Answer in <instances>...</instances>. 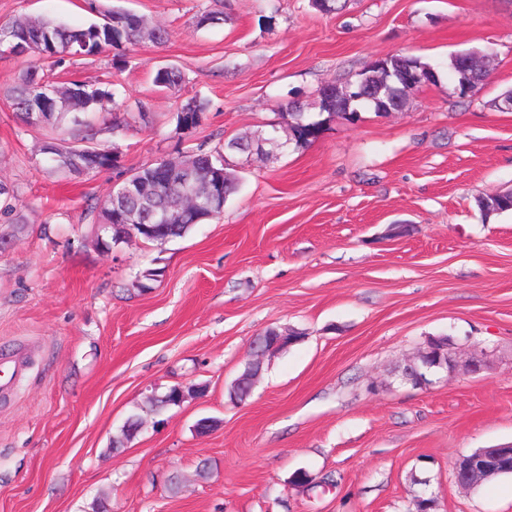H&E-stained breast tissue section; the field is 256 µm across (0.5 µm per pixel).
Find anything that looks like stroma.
Wrapping results in <instances>:
<instances>
[{
	"label": "stroma",
	"mask_w": 512,
	"mask_h": 512,
	"mask_svg": "<svg viewBox=\"0 0 512 512\" xmlns=\"http://www.w3.org/2000/svg\"><path fill=\"white\" fill-rule=\"evenodd\" d=\"M90 1L0 0V23L82 26L97 19ZM94 1L170 32L55 71L123 91L95 117L115 167L64 178L8 98L36 56H0V182L23 217L0 224V354L25 362L0 391V512H416L421 498L431 512H512L511 475L468 490L453 474L512 442V212L478 206L512 190V0H347L328 15L309 0H223L217 25L199 24L204 0ZM473 49L491 55L487 78L462 97L448 63ZM392 54L440 81L408 90L401 111L333 119L302 148L226 152L239 190L185 237L96 245L115 182L286 128L290 102L317 111L322 86ZM167 65L181 87L154 85ZM195 95L205 118L177 131ZM269 329L303 338L266 351L250 397L231 399ZM437 336L453 370L401 383ZM474 355L483 371H468ZM176 385L183 402L155 411L150 397ZM203 418L215 428L199 432Z\"/></svg>",
	"instance_id": "1"
}]
</instances>
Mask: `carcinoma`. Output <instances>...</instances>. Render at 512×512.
Returning a JSON list of instances; mask_svg holds the SVG:
<instances>
[{
	"label": "carcinoma",
	"mask_w": 512,
	"mask_h": 512,
	"mask_svg": "<svg viewBox=\"0 0 512 512\" xmlns=\"http://www.w3.org/2000/svg\"><path fill=\"white\" fill-rule=\"evenodd\" d=\"M221 0H212V5L205 7L199 17L201 25L218 24L223 21V11L219 9ZM121 22L116 26H104L93 22L87 26L72 27L48 17H22L8 24L0 25V55H21L28 52L38 56L40 62L48 63L44 67L32 64L24 70L17 84L10 90L9 98L12 100L14 110L27 126H50L54 129L71 126L79 132L77 138V151L59 152L55 150L52 142L44 147L45 153L52 155L56 169L65 175L93 176L103 169L113 165V155L108 154L99 158L95 150L100 148L97 144V132L91 126L88 117L89 111L112 105L117 109L122 103V94L117 87L102 89L93 88L84 83L73 82L71 86L80 93L79 106H74L70 98L56 92L58 83L50 79L46 68L62 66L66 61L77 56L91 57L101 53L108 47L120 48L124 45H135L143 38L141 18L131 12L116 11ZM385 67L380 70L369 69L359 74V79L347 83L342 88L337 85H328L319 92V112L315 115L304 111L301 106L291 107L288 116L291 117L289 127V140L301 146L310 143L325 124L322 115L327 117H341L343 114L360 107V103L353 101L360 81H365V93L375 96V100H363V103L372 107L378 105L384 112L403 108L406 104L403 96L389 98L382 89L388 78L398 76L406 77L412 71L426 73L430 64L423 63L413 56L391 55L384 60ZM183 81L181 71L172 66H162L155 72L153 82L161 89H171ZM207 112V102L194 97L189 99L176 115L177 126L183 131L189 130L188 122L204 117ZM223 158L198 148L196 152L181 161L192 174L191 182L205 185L214 181L217 172L223 169ZM137 179L153 181L156 192L149 202L144 201L138 194L133 183L129 182L118 192L119 205L126 211L132 212L144 223L154 225V228L144 235V240L164 244L172 239L181 238L189 231L192 218H187L181 224H163L160 216L168 204L178 197L183 190L182 175L170 167L167 160L160 159L155 163L141 168L134 174ZM0 191V222L4 224H18L21 222L18 212L17 194L14 188ZM238 181L233 173L224 175L219 193V200L208 205V209L219 215L223 212L221 201H226L236 192ZM114 224L112 231L103 232L105 246L117 242L123 229L118 226L120 220L114 217L112 210V197L100 205L98 223Z\"/></svg>",
	"instance_id": "obj_1"
}]
</instances>
